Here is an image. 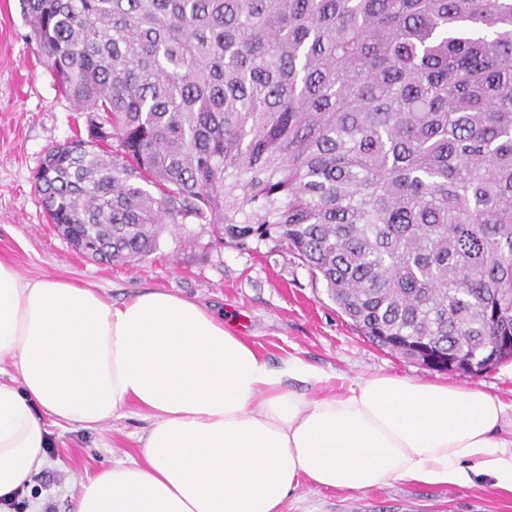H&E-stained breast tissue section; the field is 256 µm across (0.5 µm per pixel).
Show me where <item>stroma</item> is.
<instances>
[{
  "instance_id": "obj_1",
  "label": "stroma",
  "mask_w": 512,
  "mask_h": 512,
  "mask_svg": "<svg viewBox=\"0 0 512 512\" xmlns=\"http://www.w3.org/2000/svg\"><path fill=\"white\" fill-rule=\"evenodd\" d=\"M85 121L30 40L20 0H0V259L24 276L88 284L115 303L154 289L196 299L275 366L296 356L344 379L383 372L451 380L369 342L301 261L274 244L256 251L222 244L212 225L186 218L163 225L157 251L143 262L107 263L75 251L49 224L33 176L47 149L83 132ZM144 425L130 413L97 431L50 426L48 464L31 476L14 512H28L34 501L74 512L81 480L113 458L139 456ZM283 512H512V493L480 481L448 488L392 481L357 493L304 487Z\"/></svg>"
}]
</instances>
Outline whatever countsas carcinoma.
<instances>
[{"instance_id": "carcinoma-1", "label": "carcinoma", "mask_w": 512, "mask_h": 512, "mask_svg": "<svg viewBox=\"0 0 512 512\" xmlns=\"http://www.w3.org/2000/svg\"><path fill=\"white\" fill-rule=\"evenodd\" d=\"M87 114L48 219L144 260L194 216L415 359L512 361V0H22Z\"/></svg>"}]
</instances>
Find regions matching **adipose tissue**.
Masks as SVG:
<instances>
[{"label":"adipose tissue","mask_w":512,"mask_h":512,"mask_svg":"<svg viewBox=\"0 0 512 512\" xmlns=\"http://www.w3.org/2000/svg\"><path fill=\"white\" fill-rule=\"evenodd\" d=\"M1 364L0 512L45 467L48 424L96 430L129 408L146 421L139 458L80 481L75 512H282L305 484L392 480L512 492V403L386 373L334 388L302 358L271 365L222 317L164 290L113 303L0 261Z\"/></svg>","instance_id":"adipose-tissue-1"}]
</instances>
